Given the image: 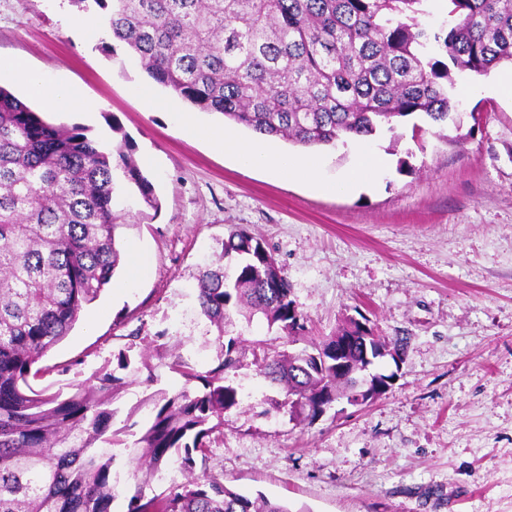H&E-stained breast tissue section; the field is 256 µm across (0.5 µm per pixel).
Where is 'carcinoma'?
Wrapping results in <instances>:
<instances>
[{"label": "carcinoma", "instance_id": "cac0c4a2", "mask_svg": "<svg viewBox=\"0 0 512 512\" xmlns=\"http://www.w3.org/2000/svg\"><path fill=\"white\" fill-rule=\"evenodd\" d=\"M90 1L103 32L189 107L307 148L370 137L415 114L445 122L451 69L486 75L512 63V0H442L448 29L438 33L421 21L423 0H71L83 10ZM435 45L448 62L434 57ZM159 208L127 139L110 149L80 126L51 125L0 86V512H112L120 484L113 448L130 432L113 428L120 378L103 369L93 382L69 384L65 396L45 395L30 380L112 282L118 229ZM222 258L196 275L217 364L199 372L173 356L169 368L201 387L150 394L153 419L134 441L145 450L146 475L175 465L184 481L147 498L133 472L127 512H291L218 475L195 474L206 464V439L240 404L227 382L246 359L242 340L226 336L232 312L303 343L272 356L258 355L260 342L251 349L260 373L291 395L272 401L273 410L300 425L315 417L318 397L348 399L356 390L361 344L303 336L307 319L260 239L239 228Z\"/></svg>", "mask_w": 512, "mask_h": 512}]
</instances>
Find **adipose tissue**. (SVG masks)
<instances>
[{
  "label": "adipose tissue",
  "instance_id": "1",
  "mask_svg": "<svg viewBox=\"0 0 512 512\" xmlns=\"http://www.w3.org/2000/svg\"><path fill=\"white\" fill-rule=\"evenodd\" d=\"M0 71L9 73L15 80L31 88L46 108H81L85 105L79 90L45 82L22 60L1 57ZM182 131L187 136L208 140L224 153L235 156L243 165L267 168L282 178L302 180L317 187H325L329 192L350 191L358 180L373 173L381 165L376 155L362 153L352 174L341 182L325 184L320 179L321 163L317 155H278L270 152L265 137L244 139L223 128L200 125L188 117L183 120Z\"/></svg>",
  "mask_w": 512,
  "mask_h": 512
}]
</instances>
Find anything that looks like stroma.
I'll return each mask as SVG.
<instances>
[{
    "label": "stroma",
    "instance_id": "obj_1",
    "mask_svg": "<svg viewBox=\"0 0 512 512\" xmlns=\"http://www.w3.org/2000/svg\"><path fill=\"white\" fill-rule=\"evenodd\" d=\"M71 0H0V57L24 60L52 83L80 89L91 109L45 110L9 75L0 86L56 126H82L105 145L129 139L161 208L118 229L138 245L148 276L106 288L39 361L35 390L49 393L108 368L124 387L118 420L144 425L142 374L117 365L136 328L164 333L169 349L204 371L213 337L195 276L234 230L260 238L283 268L308 318L307 336L364 315L377 335L408 348L391 389L366 407L344 402L306 425L267 412L278 388L246 367L233 375L242 402L227 410L206 450L209 472L250 497L291 512H512V95L497 92L505 63L460 76L448 124L413 137L411 122L365 138L381 171L342 195L246 167L209 142L185 137L121 43L79 26Z\"/></svg>",
    "mask_w": 512,
    "mask_h": 512
}]
</instances>
